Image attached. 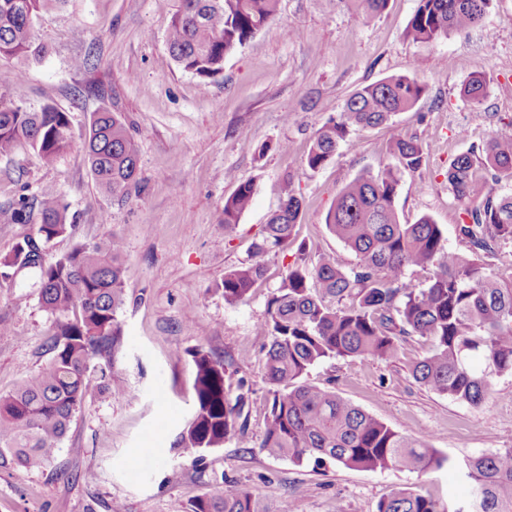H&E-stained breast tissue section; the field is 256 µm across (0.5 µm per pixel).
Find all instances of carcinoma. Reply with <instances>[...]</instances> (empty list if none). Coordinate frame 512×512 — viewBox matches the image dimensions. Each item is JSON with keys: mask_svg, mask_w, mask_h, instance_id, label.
I'll return each instance as SVG.
<instances>
[{"mask_svg": "<svg viewBox=\"0 0 512 512\" xmlns=\"http://www.w3.org/2000/svg\"><path fill=\"white\" fill-rule=\"evenodd\" d=\"M0 0V56L40 59L47 48L38 41L33 19L49 2ZM279 0H180L167 27V45L175 62L200 77L224 70V57L243 45L276 17ZM358 19L381 13L388 0H350ZM491 0H418L406 36L429 44L450 32H465L484 19ZM428 86L416 73L386 77L367 85L343 103L335 118L315 133L305 165L316 170L331 160L353 127L388 125L387 152L404 169L425 163L419 140L393 118L409 112ZM460 94L473 106L488 95L485 77L476 75ZM20 141L40 160L53 164L73 141L67 113L52 106L29 112L0 100V155ZM83 148L96 185L112 203L125 204L137 183L138 156L117 112L93 114ZM483 169L494 179H512V120L498 126L485 146L469 148L450 163L448 190L462 206L457 233L468 252H441L440 225L423 216L400 222L395 197L400 170L384 167L360 174L336 195L326 224L356 255L349 270L325 254L316 260L298 247V258L267 298L265 319L257 327L269 338L265 375L272 385L264 401L266 424L260 443L269 456L296 466L329 463L348 469L427 472L448 466L467 484L465 508L453 512H512V448L453 459L431 445L393 429L336 393L331 386L307 381L312 367L336 358L390 360L403 336L432 342L430 353L416 362L413 379L429 390L480 407L490 377L512 374V262L503 272L487 267L484 256L512 243V195H493ZM253 188L241 183L224 200V225L237 223L249 208ZM302 201L285 193L251 244L247 263L224 273L219 287L224 302H245L267 271V258L288 246ZM38 211L36 234L0 257V282L13 284L24 273L32 278L39 302L52 320L45 346L48 362L36 375L0 395V454L19 464L40 466L53 459L75 413L95 392L119 394L112 382L115 352L122 343L117 312L124 304L122 242L81 245L48 258L49 243L68 232L66 208L53 192L20 199L15 220L29 221ZM425 281L413 273L431 267ZM100 362L93 363L94 359ZM195 410L181 434L183 448H216L245 432L250 388L237 380L230 400L226 377L233 361L198 350L193 355ZM290 502L257 498L244 488L217 487L197 498L191 512H289ZM377 512H447L409 488L394 490Z\"/></svg>", "mask_w": 512, "mask_h": 512, "instance_id": "cac0c4a2", "label": "carcinoma"}]
</instances>
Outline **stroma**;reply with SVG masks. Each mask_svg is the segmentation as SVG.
I'll list each match as a JSON object with an SVG mask.
<instances>
[{
    "label": "stroma",
    "instance_id": "35a3bbf8",
    "mask_svg": "<svg viewBox=\"0 0 512 512\" xmlns=\"http://www.w3.org/2000/svg\"><path fill=\"white\" fill-rule=\"evenodd\" d=\"M178 6L179 0H53L34 19L48 55L0 57V69L23 73L0 88V99L32 112L47 105L66 112L75 134L49 166L26 144L0 155V256L37 228L36 221L15 220L20 196L50 190L75 224L51 242L50 256L119 238L126 296L113 368L123 394L88 400L49 463L23 467L0 456V512H190L216 485L287 498L292 512H377L397 487L461 505L465 484L448 467L424 474L315 470L269 457L259 446L267 339L255 328L298 246L309 257L330 254L343 268L355 265L326 217L343 184L394 165L386 151L391 130H352L319 169L304 159L316 130L344 100L382 78L414 69L428 85L417 106L395 118L427 155L421 170L401 174L398 217L408 224L431 217L444 247L466 251L447 170L456 155L484 145L512 119V0H493L479 26L429 46L405 36L418 0H389L364 23L347 0H280L274 22L226 55L223 73L213 78L184 71L168 51L166 29ZM288 28L296 38L284 37ZM85 55L91 66L74 67ZM476 74L490 92L474 107L460 89ZM105 108L122 113L139 158L138 183L122 206L96 186L80 139L93 113ZM244 182L253 186L251 205L239 224L225 228L224 200ZM289 190L302 201L295 243L270 253L266 278L246 302L225 304V271L248 261L252 242ZM0 321L8 327L0 333L5 393L46 365L51 322L36 289L18 287H0ZM199 349L240 362L253 407L243 440L190 452L175 441L193 413ZM430 349L425 338L410 336L390 360L331 359L308 379L334 383L346 400L450 457L512 448V375L492 376L484 405L474 408L412 378L411 364Z\"/></svg>",
    "mask_w": 512,
    "mask_h": 512
}]
</instances>
